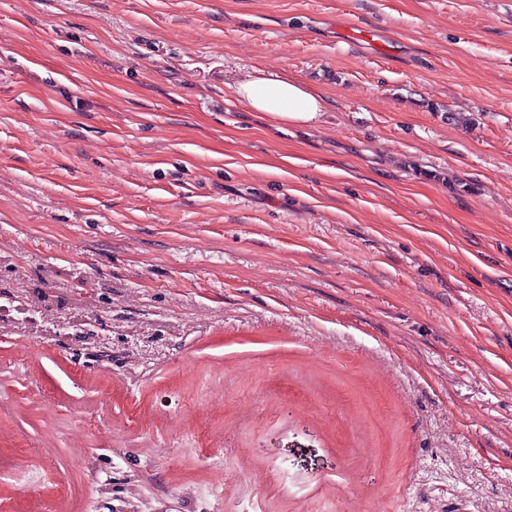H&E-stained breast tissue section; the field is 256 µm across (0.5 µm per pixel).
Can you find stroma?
<instances>
[{
  "instance_id": "1",
  "label": "stroma",
  "mask_w": 512,
  "mask_h": 512,
  "mask_svg": "<svg viewBox=\"0 0 512 512\" xmlns=\"http://www.w3.org/2000/svg\"><path fill=\"white\" fill-rule=\"evenodd\" d=\"M0 512H512V0H0ZM234 95L278 127L319 124L324 111L323 98L293 79L247 76L235 84Z\"/></svg>"
}]
</instances>
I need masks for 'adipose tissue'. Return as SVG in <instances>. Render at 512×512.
<instances>
[{
  "mask_svg": "<svg viewBox=\"0 0 512 512\" xmlns=\"http://www.w3.org/2000/svg\"><path fill=\"white\" fill-rule=\"evenodd\" d=\"M234 95L279 127L319 124L324 111L322 97L292 79L249 76L235 84Z\"/></svg>",
  "mask_w": 512,
  "mask_h": 512,
  "instance_id": "obj_1",
  "label": "adipose tissue"
}]
</instances>
